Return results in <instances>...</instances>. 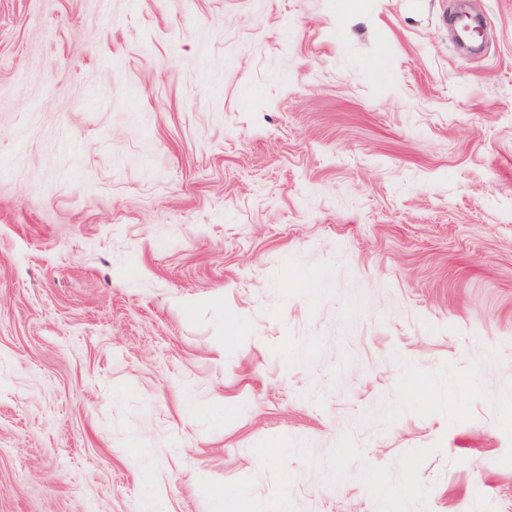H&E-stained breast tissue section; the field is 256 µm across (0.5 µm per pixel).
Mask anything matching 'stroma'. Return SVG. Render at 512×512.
<instances>
[{
  "mask_svg": "<svg viewBox=\"0 0 512 512\" xmlns=\"http://www.w3.org/2000/svg\"><path fill=\"white\" fill-rule=\"evenodd\" d=\"M253 505L512 512V0H0V512Z\"/></svg>",
  "mask_w": 512,
  "mask_h": 512,
  "instance_id": "35a3bbf8",
  "label": "stroma"
}]
</instances>
